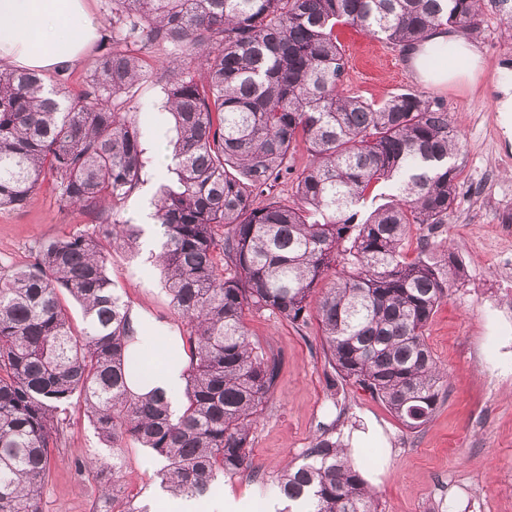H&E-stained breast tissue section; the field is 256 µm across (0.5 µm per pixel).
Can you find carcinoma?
<instances>
[{"mask_svg": "<svg viewBox=\"0 0 512 512\" xmlns=\"http://www.w3.org/2000/svg\"><path fill=\"white\" fill-rule=\"evenodd\" d=\"M482 0H112V32L139 56L103 47L84 90L0 68V208H23L46 180L59 202L96 210L91 232L52 240L33 263L0 272V512H42L70 400L84 403L106 447L150 448L173 497H203L218 477L254 472L251 435L280 363L249 340L248 311L296 326L316 320L328 363L407 428L426 424L443 375L425 331L460 272L430 231L453 213L461 143L448 111L414 90L380 102L341 88L349 25L406 50L432 31H476ZM199 61L152 65L155 48ZM154 79L177 133L151 201L154 263L186 321L191 365L182 409L131 394V307L112 288V248L140 229L116 215L147 164L137 113L123 110ZM305 149L298 170L293 156ZM292 183V200L273 193ZM380 185L396 194L367 214ZM420 236L409 260L405 244ZM82 309L75 330L61 301ZM100 477L103 512H148L120 496L117 457L78 458ZM292 512H376L367 482L322 427L302 462L279 476Z\"/></svg>", "mask_w": 512, "mask_h": 512, "instance_id": "cac0c4a2", "label": "carcinoma"}]
</instances>
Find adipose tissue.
<instances>
[{
  "label": "adipose tissue",
  "instance_id": "adipose-tissue-1",
  "mask_svg": "<svg viewBox=\"0 0 512 512\" xmlns=\"http://www.w3.org/2000/svg\"><path fill=\"white\" fill-rule=\"evenodd\" d=\"M101 36V24L87 0H0V65L53 74L83 62L88 48ZM434 42L451 44L455 64L427 67L426 49L411 58L425 84L436 86L461 81L477 82L482 58L466 37L439 33ZM176 353L158 370L136 369L130 388L137 394L158 392L180 408L191 355L183 337H175Z\"/></svg>",
  "mask_w": 512,
  "mask_h": 512
}]
</instances>
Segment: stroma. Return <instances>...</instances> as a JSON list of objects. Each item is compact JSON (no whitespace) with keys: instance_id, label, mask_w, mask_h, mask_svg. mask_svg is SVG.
Wrapping results in <instances>:
<instances>
[{"instance_id":"stroma-1","label":"stroma","mask_w":512,"mask_h":512,"mask_svg":"<svg viewBox=\"0 0 512 512\" xmlns=\"http://www.w3.org/2000/svg\"><path fill=\"white\" fill-rule=\"evenodd\" d=\"M477 43L483 71L476 84L428 88L418 80L398 46L355 28H339L348 58L345 91L381 101L405 89L443 104L461 137L456 160L461 169L453 214L434 232V241L462 263L426 329V341L446 383L443 401L432 418L411 430L368 391L347 383L331 393L333 371L322 351L316 322L298 327L269 313L249 312V337L280 361L273 396L253 431L250 456L254 475L218 478L212 493H276V479L286 465L298 464L311 448L328 410H336V431L347 434L373 426L378 434L363 456L366 463L384 458L388 466L369 480L378 512H512V324L502 325L495 312L512 302V288L502 285V263L512 261V129L494 108V83L501 66L512 65V39L492 0L477 18ZM161 92L144 83L131 101L142 123L146 152L174 139L164 115L151 112ZM95 216L60 206L50 186H43L20 210L0 209V267L11 270L34 260L37 248L69 233L90 229ZM108 274L130 306L147 311L182 333L184 319L174 310L160 272L148 251L133 256L113 249ZM150 449L132 444L117 454L128 493L140 500L166 501L146 465ZM50 479L42 512H98L99 482L78 470L79 456L111 457L73 398L67 425L51 449Z\"/></svg>"}]
</instances>
